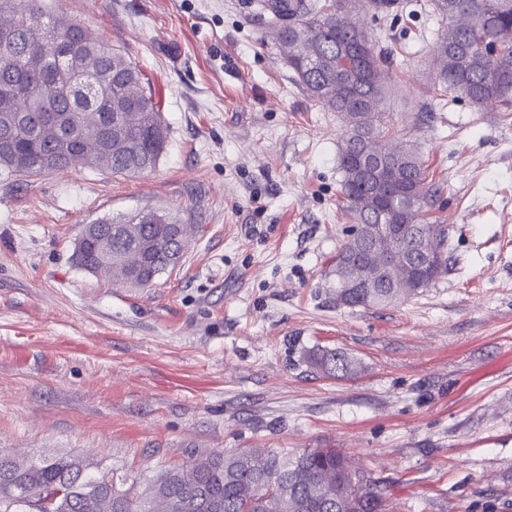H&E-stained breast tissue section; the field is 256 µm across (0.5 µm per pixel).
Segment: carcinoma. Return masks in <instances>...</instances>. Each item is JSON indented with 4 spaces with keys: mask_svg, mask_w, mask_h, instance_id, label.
<instances>
[{
    "mask_svg": "<svg viewBox=\"0 0 512 512\" xmlns=\"http://www.w3.org/2000/svg\"><path fill=\"white\" fill-rule=\"evenodd\" d=\"M394 0H262L295 80L347 127L338 152L344 208L353 221L329 273L336 305L408 300L448 271V229L426 221L440 187L383 111L390 53L355 21ZM448 21L432 54L431 91L512 112V0H432ZM0 169L49 175L79 161L113 175L156 168L169 126L139 64L80 21L27 0H0ZM187 225L145 208L85 225L78 265L150 288L181 265ZM108 240L107 250L100 241ZM302 361L333 378L357 374L340 351ZM386 486L336 448L215 452L160 471L139 488L78 455L0 456V512H383Z\"/></svg>",
    "mask_w": 512,
    "mask_h": 512,
    "instance_id": "obj_1",
    "label": "carcinoma"
}]
</instances>
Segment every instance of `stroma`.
Instances as JSON below:
<instances>
[{
  "instance_id": "35a3bbf8",
  "label": "stroma",
  "mask_w": 512,
  "mask_h": 512,
  "mask_svg": "<svg viewBox=\"0 0 512 512\" xmlns=\"http://www.w3.org/2000/svg\"><path fill=\"white\" fill-rule=\"evenodd\" d=\"M257 0H50L151 77L155 171H0V455L77 454L146 481L215 451L339 448L386 512H512V115L430 91L445 23L397 0L360 24L393 50L387 111L441 192L449 270L337 306L327 273L345 127L292 79ZM152 207L189 225L150 288L77 266L83 225ZM346 352L336 379L300 358Z\"/></svg>"
}]
</instances>
